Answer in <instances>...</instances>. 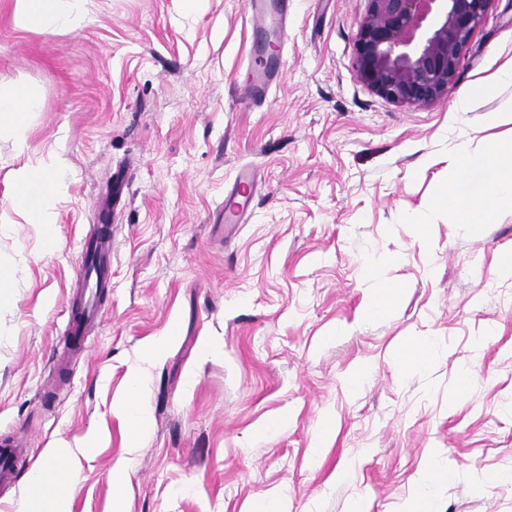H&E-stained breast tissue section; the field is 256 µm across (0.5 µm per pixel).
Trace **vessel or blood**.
<instances>
[{
	"label": "vessel or blood",
	"instance_id": "vessel-or-blood-1",
	"mask_svg": "<svg viewBox=\"0 0 512 512\" xmlns=\"http://www.w3.org/2000/svg\"><path fill=\"white\" fill-rule=\"evenodd\" d=\"M237 181L236 189L224 201V221L228 224L242 222L252 200L257 174L250 168L241 169ZM111 262V234L102 233L81 241L79 273L82 284L68 303L71 311L68 331L72 343L62 354L59 365L61 376H68L71 361L86 351V333L99 318L101 296L109 285ZM26 461V450L18 439H0V496L13 488Z\"/></svg>",
	"mask_w": 512,
	"mask_h": 512
}]
</instances>
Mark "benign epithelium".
I'll use <instances>...</instances> for the list:
<instances>
[{
	"label": "benign epithelium",
	"mask_w": 512,
	"mask_h": 512,
	"mask_svg": "<svg viewBox=\"0 0 512 512\" xmlns=\"http://www.w3.org/2000/svg\"><path fill=\"white\" fill-rule=\"evenodd\" d=\"M492 2L368 0L354 44L358 76L392 102H435L448 94Z\"/></svg>",
	"instance_id": "1"
}]
</instances>
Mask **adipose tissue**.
I'll return each instance as SVG.
<instances>
[{"instance_id": "adipose-tissue-1", "label": "adipose tissue", "mask_w": 512, "mask_h": 512, "mask_svg": "<svg viewBox=\"0 0 512 512\" xmlns=\"http://www.w3.org/2000/svg\"><path fill=\"white\" fill-rule=\"evenodd\" d=\"M81 0H16L15 23L26 30L54 34L82 26ZM35 93L0 78V128L9 131L18 152H25L27 116L37 111ZM64 161L57 156L36 166L26 165L14 176L13 207L40 224L47 247L56 244L55 204L65 183L61 177ZM436 207L446 209L453 224L473 231L493 223L499 213L512 209V134L489 140L481 151H474L466 137H459L448 182L436 196ZM167 345L159 338L142 350L128 371V390L111 411L125 424L126 446L136 451L146 447L149 418L138 396L145 367ZM101 437L89 432L78 448L59 442L48 453L47 462L36 470L21 492L22 512H72L75 495L74 475L84 464L95 461Z\"/></svg>"}]
</instances>
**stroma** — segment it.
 Instances as JSON below:
<instances>
[{"mask_svg": "<svg viewBox=\"0 0 512 512\" xmlns=\"http://www.w3.org/2000/svg\"><path fill=\"white\" fill-rule=\"evenodd\" d=\"M14 7L0 0V76L42 108L25 155L0 136V437L21 438L30 469L98 430L73 512H109L125 458L127 512H252L275 494L287 512H402L432 460L448 470L435 512H512V210L475 233L425 210L457 133L478 149L512 130L490 121L512 83L455 109L512 68V0H494L428 106L360 80L367 0H288L282 69L258 104L244 101L259 62L245 0H86L84 26L55 35L18 29ZM55 154L68 179L50 250L12 213V178ZM244 166L258 173L248 218L221 223ZM103 225V318L49 403L78 243ZM384 287L388 312L369 315ZM162 336L141 390L149 442L132 455L111 406ZM212 338L223 351L203 358ZM420 339L427 364L400 367Z\"/></svg>", "mask_w": 512, "mask_h": 512, "instance_id": "stroma-1", "label": "stroma"}]
</instances>
